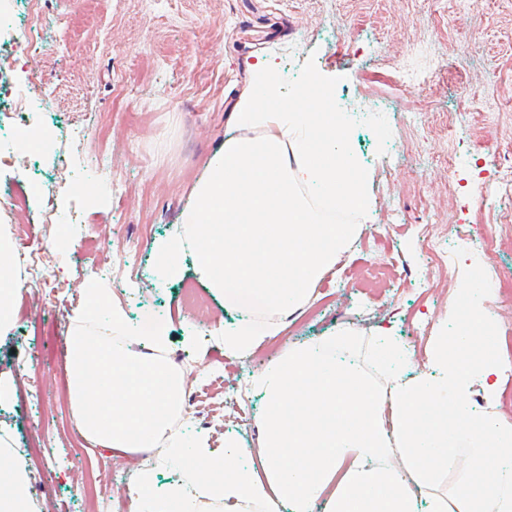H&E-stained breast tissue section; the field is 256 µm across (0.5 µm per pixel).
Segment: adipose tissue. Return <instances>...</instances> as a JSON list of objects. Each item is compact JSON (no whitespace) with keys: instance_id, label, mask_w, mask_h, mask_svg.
<instances>
[{"instance_id":"adipose-tissue-1","label":"adipose tissue","mask_w":512,"mask_h":512,"mask_svg":"<svg viewBox=\"0 0 512 512\" xmlns=\"http://www.w3.org/2000/svg\"><path fill=\"white\" fill-rule=\"evenodd\" d=\"M481 294L463 289L468 319L432 338L424 370L381 330L367 337L343 325L286 347L252 378L261 447L228 439L218 454L172 432L182 378L167 337L126 329L123 311L90 285L84 319L101 333L70 336V393L90 439L120 452L165 444L205 473L192 489L161 494L142 472L134 491L144 512H195L206 499L226 512H512V417L495 409L501 360ZM476 384L486 409L471 404ZM465 451L468 470L444 488Z\"/></svg>"}]
</instances>
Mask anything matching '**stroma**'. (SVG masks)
Listing matches in <instances>:
<instances>
[{
	"label": "stroma",
	"mask_w": 512,
	"mask_h": 512,
	"mask_svg": "<svg viewBox=\"0 0 512 512\" xmlns=\"http://www.w3.org/2000/svg\"><path fill=\"white\" fill-rule=\"evenodd\" d=\"M33 23L46 32L35 48L19 37ZM9 28L17 38L0 41V59L14 62L0 79V153L20 162L0 164V234L39 243L49 274L70 284L54 301L66 316L58 341L39 338L49 302L16 264V319L0 329V457L24 477L30 512H83L72 486L110 453L95 443L43 466L22 451L24 422L39 415L53 418L55 447L69 446L78 415L56 388L69 383L67 339L91 281L129 327L167 336L185 385L220 388L212 408L184 415L183 431L219 453L228 435L257 445L251 375L265 363L225 357L220 339L240 314L213 296L212 321L201 327L180 304L184 288L200 286L193 269L163 279L154 249L192 207L258 61L273 60L293 78L314 59L321 74L339 77L342 109L359 119L379 108L393 132L381 154L369 128L353 130L352 147L372 176L371 213L277 335L278 348L343 324L380 326L427 365L431 338L455 332L453 301L468 285L464 270L428 268L420 240L434 224L496 225L504 239L491 260L512 272V0H38L32 15L16 0ZM31 67L44 70L52 91L32 110L12 109V85ZM402 68L416 82H400ZM40 129L51 134L48 146L20 147L23 132ZM121 240L137 245L135 272L117 282L108 270ZM380 262L398 276L372 299L359 275ZM41 351L56 352L55 363L33 366ZM24 373L45 377L41 405L27 401ZM118 458L131 481L146 467L162 489L186 480L158 448Z\"/></svg>",
	"instance_id": "stroma-1"
}]
</instances>
